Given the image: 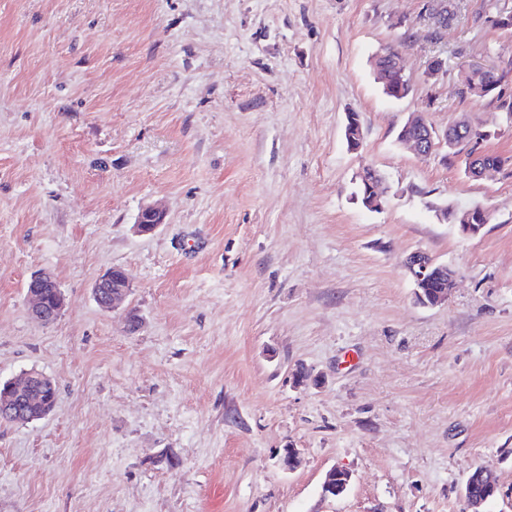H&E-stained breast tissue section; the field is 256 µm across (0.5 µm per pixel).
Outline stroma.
<instances>
[{
    "label": "stroma",
    "instance_id": "35a3bbf8",
    "mask_svg": "<svg viewBox=\"0 0 512 512\" xmlns=\"http://www.w3.org/2000/svg\"><path fill=\"white\" fill-rule=\"evenodd\" d=\"M430 2L0 0V383L57 386L44 418L0 423V512H466L478 467L483 512H512V165L474 179L397 139L410 113L465 114L512 157L496 102L457 95L460 63L512 46L490 22L512 0H460L437 40ZM390 45L401 99L371 67ZM474 205L472 237L439 214ZM415 251L456 270L447 303H415ZM113 267L132 292L109 312ZM44 271L48 324L26 304ZM334 466L352 482L325 498ZM399 50L396 48L388 47L382 52L376 54L377 57L379 56V60L383 62L386 65H391L393 60L398 57ZM376 57V58H377ZM396 67L398 70L394 69L393 67L391 69L385 70L386 72V79H387V85L384 89V92L391 96V97H397L398 94L402 93V95H407L412 91V82H410V79L408 76H405L406 68L404 65V61L402 58V55H399V57L395 60ZM402 74V75H401ZM367 165L363 166L361 170L357 173V175L362 174L363 175V169H364V175L358 179L359 185V195L361 203L364 205L363 202V183L365 184V181H369L370 189H368V193H372V197L370 201H367L366 204L369 207L370 210L376 211L380 210L382 208L381 200H383L384 194H385V188H384V177L379 173V175L376 176V178L373 180V175L371 171H369L366 167ZM356 175V177H357ZM372 180V181H371ZM365 206V205H364ZM164 222L163 211L154 205L145 206L139 213L136 230L141 234L154 232ZM124 277L123 283V292L120 295H112L110 298L102 299V291L105 288H109L108 290L112 294H119L121 288H117L121 284V277ZM112 281V288H110ZM132 285L131 282L126 275V273L122 270H116L112 274V269L104 273L94 284L93 287V295L96 302L106 310H114L124 299L131 293ZM43 280V285L37 280H33V278L27 283L26 295L28 292L36 291H45V288H53L55 291V295L50 297V301H47L46 298L41 295H36L34 293H28L27 297L30 302V313L31 315L45 323V313L44 310L46 306L50 305L52 307L53 312L59 316L64 308H65V298L62 291L55 290V288H59L58 284L54 281L53 277L48 273H42L38 276ZM44 287V288H43Z\"/></svg>",
    "mask_w": 512,
    "mask_h": 512
}]
</instances>
